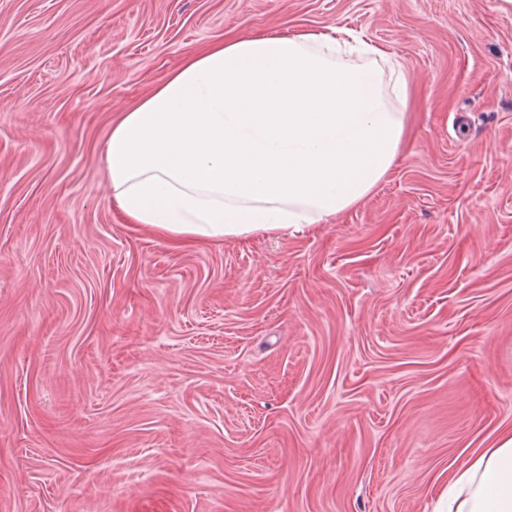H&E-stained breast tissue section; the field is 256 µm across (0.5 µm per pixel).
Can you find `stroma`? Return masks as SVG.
<instances>
[{"instance_id":"1","label":"stroma","mask_w":512,"mask_h":512,"mask_svg":"<svg viewBox=\"0 0 512 512\" xmlns=\"http://www.w3.org/2000/svg\"><path fill=\"white\" fill-rule=\"evenodd\" d=\"M351 29L407 144L301 232L172 248L112 121L193 47ZM512 428V0H0V512H435Z\"/></svg>"}]
</instances>
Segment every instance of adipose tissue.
Wrapping results in <instances>:
<instances>
[{"label":"adipose tissue","instance_id":"ef3b65f1","mask_svg":"<svg viewBox=\"0 0 512 512\" xmlns=\"http://www.w3.org/2000/svg\"><path fill=\"white\" fill-rule=\"evenodd\" d=\"M410 90L402 62L347 29L189 51L112 124V206L185 245L333 223L402 152ZM441 512H512V429L453 473Z\"/></svg>","mask_w":512,"mask_h":512}]
</instances>
